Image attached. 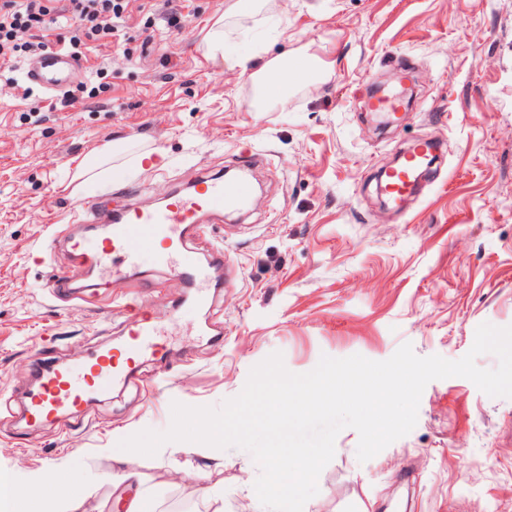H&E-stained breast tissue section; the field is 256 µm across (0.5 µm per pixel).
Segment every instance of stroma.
<instances>
[{
	"label": "stroma",
	"instance_id": "obj_1",
	"mask_svg": "<svg viewBox=\"0 0 512 512\" xmlns=\"http://www.w3.org/2000/svg\"><path fill=\"white\" fill-rule=\"evenodd\" d=\"M124 0L125 38L88 54L90 97L39 108L0 73V470L72 466L95 483L79 512H115L123 474L146 512L172 500L204 512H260V469L242 449L163 445L155 456L110 450L144 429L166 430L171 404L218 407L274 352L288 370L321 356L390 358L403 343L449 360L482 323L512 325V0H263L224 17L227 0H191L177 27ZM227 61L207 59L215 17ZM320 56L319 80L253 109V68ZM410 71L411 109L384 130L364 109L371 86ZM429 140L440 158L403 211H381L378 175ZM116 148L118 174L85 203L121 212L187 191L200 176L247 168L263 192L186 236L200 260L224 253L223 284L199 304L187 283L145 259L133 281L82 289L69 306L59 272L83 279L57 237L74 196L59 183L83 157ZM153 161L139 165L143 153ZM144 304L166 352L81 413L24 425L33 359L81 361L123 338ZM343 429L319 492L303 512H512V398L450 377L423 391L415 428L368 461Z\"/></svg>",
	"mask_w": 512,
	"mask_h": 512
}]
</instances>
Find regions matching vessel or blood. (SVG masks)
<instances>
[{"label": "vessel or blood", "mask_w": 512, "mask_h": 512, "mask_svg": "<svg viewBox=\"0 0 512 512\" xmlns=\"http://www.w3.org/2000/svg\"><path fill=\"white\" fill-rule=\"evenodd\" d=\"M75 58L51 51L37 69H28L27 79L35 86L61 92L73 70ZM423 149L414 147L401 167L388 173L384 192L393 204H403L415 183L425 177ZM250 188L245 182L224 183L201 178L191 194L174 195L156 208L135 209L119 216H105L111 230L103 237H67L69 252L83 265L99 272L104 281L125 277L139 266L144 253H153L157 261L169 267L197 289L198 301H206V288L213 267L221 265L223 253L202 263L186 251L182 236L187 226L200 223L203 213H223L228 208L245 206ZM128 350H94L79 365L61 364L41 371L38 385L28 395V414L32 423L57 419L63 414L79 413L93 395L125 381L136 359L156 354L161 349L159 327L149 313L128 326Z\"/></svg>", "instance_id": "b4317fda"}]
</instances>
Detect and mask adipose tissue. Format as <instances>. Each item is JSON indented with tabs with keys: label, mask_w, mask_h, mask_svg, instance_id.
Returning a JSON list of instances; mask_svg holds the SVG:
<instances>
[{
	"label": "adipose tissue",
	"mask_w": 512,
	"mask_h": 512,
	"mask_svg": "<svg viewBox=\"0 0 512 512\" xmlns=\"http://www.w3.org/2000/svg\"><path fill=\"white\" fill-rule=\"evenodd\" d=\"M302 68L289 66L283 57L268 60L260 70H250L245 57L232 59L231 64L242 74L258 82L262 96L273 100L287 93L293 81L299 78L316 79L324 72L322 59L307 55ZM53 488L56 499H47L43 491ZM92 489L82 477L68 468L34 470L23 476L0 475V512H58L60 504H68L72 512L91 495Z\"/></svg>",
	"instance_id": "adipose-tissue-1"
}]
</instances>
